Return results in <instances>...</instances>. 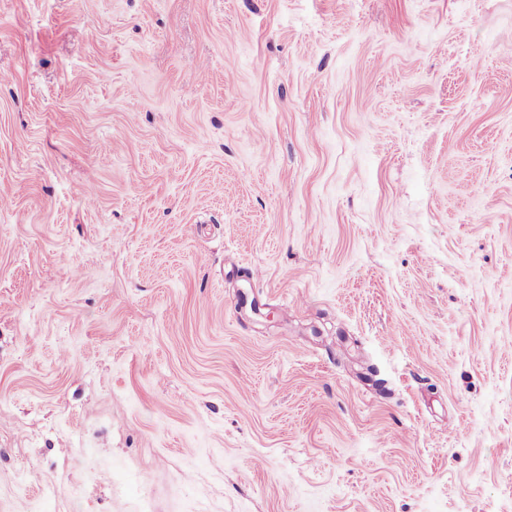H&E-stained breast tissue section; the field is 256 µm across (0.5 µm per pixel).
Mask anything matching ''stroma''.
<instances>
[{"label": "stroma", "mask_w": 512, "mask_h": 512, "mask_svg": "<svg viewBox=\"0 0 512 512\" xmlns=\"http://www.w3.org/2000/svg\"><path fill=\"white\" fill-rule=\"evenodd\" d=\"M1 72L0 512H512V0H0Z\"/></svg>", "instance_id": "obj_1"}]
</instances>
